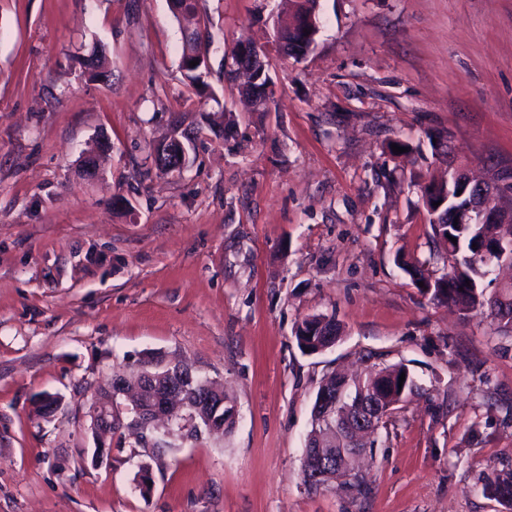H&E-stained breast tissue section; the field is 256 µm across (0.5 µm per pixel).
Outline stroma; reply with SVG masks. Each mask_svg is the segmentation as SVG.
Wrapping results in <instances>:
<instances>
[{
  "mask_svg": "<svg viewBox=\"0 0 512 512\" xmlns=\"http://www.w3.org/2000/svg\"><path fill=\"white\" fill-rule=\"evenodd\" d=\"M288 8L199 0L200 92L167 0H0V512H505L482 478L512 467V349L394 257L434 249L421 181L512 165V0H320L299 62L276 40ZM95 41L106 84L77 62ZM241 43L269 61L265 108L224 76ZM184 132L182 170L146 163ZM102 136L91 180L80 160ZM320 314L342 336L305 353L295 325ZM152 355L221 381L232 432L156 448L126 430L96 462L98 385ZM399 363L423 393L368 449L369 496L309 489L323 378ZM46 394L62 405L41 418Z\"/></svg>",
  "mask_w": 512,
  "mask_h": 512,
  "instance_id": "35a3bbf8",
  "label": "stroma"
}]
</instances>
